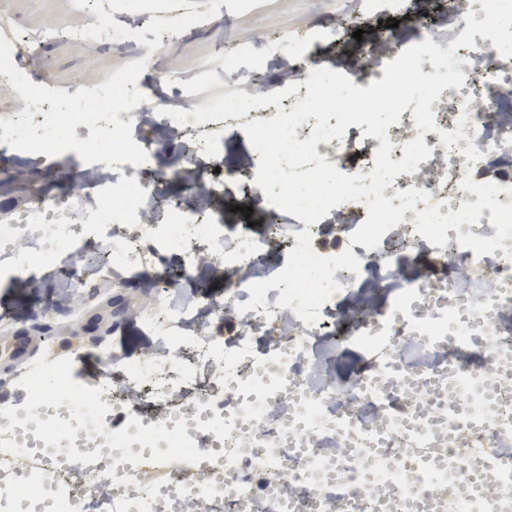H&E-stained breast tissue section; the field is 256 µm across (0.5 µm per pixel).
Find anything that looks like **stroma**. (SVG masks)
Instances as JSON below:
<instances>
[{"instance_id":"obj_1","label":"stroma","mask_w":512,"mask_h":512,"mask_svg":"<svg viewBox=\"0 0 512 512\" xmlns=\"http://www.w3.org/2000/svg\"><path fill=\"white\" fill-rule=\"evenodd\" d=\"M364 3L365 0H264L263 4L240 15L225 13L220 30L182 36L169 48L156 50L138 84L145 95L163 97L168 93L162 82L165 73L178 71L185 78H193L199 63L213 58L219 48L243 45L251 48L253 55L263 59L272 53L286 59L295 53L296 42L301 36L321 28L336 31V41L331 45H312V62L319 68L335 67L342 54L364 50V43L354 37L356 30H364L368 35L377 33L385 36L389 33L388 28L380 25L378 20L365 16ZM0 8L11 9L28 25L40 26L50 20L63 25L73 22L65 0H0ZM399 9L398 34H413V17L424 14L435 27L439 38L447 39L448 28L442 17L448 12V0H401ZM130 61V56L118 49L92 54L82 44L61 39L42 53L39 73L54 88L67 91L78 81L86 85H101L115 69ZM258 80L268 91H276L282 82L281 70L270 65L257 78L225 74L203 89L200 101L206 104L232 91L251 93ZM1 168L14 178L11 186H0V213L5 214L25 205V177L40 175L42 188L52 195L62 193L75 177L68 163H61L55 175L51 176L37 156L18 155L9 150H0ZM246 206L253 209L248 218L242 213ZM221 208L225 224L235 228L249 226L254 235L266 232L268 204L265 195L246 197L233 185L225 192ZM131 298L135 315L122 321L110 336L116 353L121 356L138 354L150 345L149 337L139 333L137 313L153 307L156 298L139 292L132 293ZM52 305V291L48 288H0V315H11L14 325L35 318H55L57 331L49 346L39 347V358L75 356L76 371L81 381L86 384L97 382L106 372L107 365L97 357L94 340L82 333L77 316H53Z\"/></svg>"}]
</instances>
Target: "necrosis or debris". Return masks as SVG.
Masks as SVG:
<instances>
[{"instance_id": "necrosis-or-debris-1", "label": "necrosis or debris", "mask_w": 512, "mask_h": 512, "mask_svg": "<svg viewBox=\"0 0 512 512\" xmlns=\"http://www.w3.org/2000/svg\"><path fill=\"white\" fill-rule=\"evenodd\" d=\"M62 33L55 24L24 28L0 12L12 61L34 84L42 79L33 58ZM455 56L465 81L432 103L436 130L419 133L409 108L387 130L391 160L419 136L431 156L396 176L384 196L423 190L443 215L476 202L460 187L467 176L497 183L498 202H512V112L501 106L512 93V57L479 35ZM306 95L302 86L280 106L198 125L149 105L120 112L146 164H81L64 195L36 191L0 216V285L28 287L42 269L70 277L66 260L77 256L92 268L81 282L84 303L117 270L158 294L141 319L155 341L124 360L118 376L64 386L72 360L57 357L10 378L13 393L0 398V512H512V453L503 448L512 438V261L504 257L512 238L480 257L458 243L462 233L495 237L490 210L448 229L439 247L415 231L426 204L417 202L378 247L352 245L360 270L335 271L340 289L316 325L279 307L277 288L263 306L236 309L251 298L248 284L286 262L271 258L267 236L228 231L214 206L228 176L195 160L222 154L226 127L271 119ZM459 128L464 139L445 147L440 131ZM162 131L190 142L184 164L160 167ZM380 145L352 125L316 151L332 164L347 156L342 172L366 175ZM470 145L481 161H467ZM175 176L197 188V206L163 202ZM268 214L269 234L288 248L307 229L313 250L331 256L337 248L327 235L349 236L368 211L347 202L309 226L283 222L273 206ZM202 252L214 272L238 273L224 285L227 310L197 290L168 289L171 276L192 281ZM226 313L233 328L213 331ZM452 343L483 347L481 361L448 356ZM349 347L367 361L340 381L337 354Z\"/></svg>"}]
</instances>
